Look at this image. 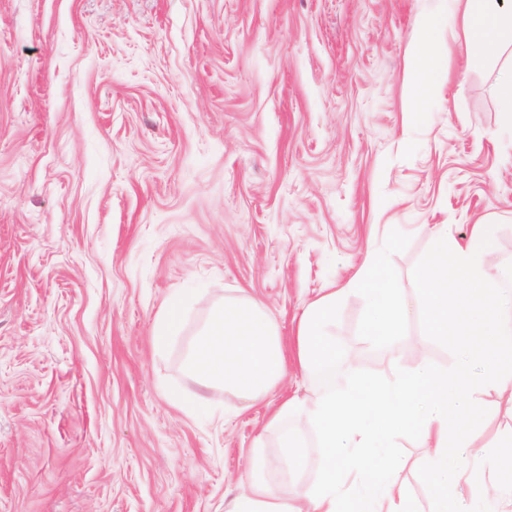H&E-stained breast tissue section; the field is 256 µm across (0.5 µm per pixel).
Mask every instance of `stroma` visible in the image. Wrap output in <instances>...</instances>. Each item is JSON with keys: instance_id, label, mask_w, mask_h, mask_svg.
I'll use <instances>...</instances> for the list:
<instances>
[{"instance_id": "35a3bbf8", "label": "stroma", "mask_w": 512, "mask_h": 512, "mask_svg": "<svg viewBox=\"0 0 512 512\" xmlns=\"http://www.w3.org/2000/svg\"><path fill=\"white\" fill-rule=\"evenodd\" d=\"M445 0H0V512H224L263 450L272 483L315 485V424L279 471L269 415L307 393L305 304L349 377L454 366L430 335L423 227H499L512 280V46L415 102L406 73ZM416 310L391 358L348 289L367 253ZM183 326L161 348L173 297ZM275 318L287 373L225 419L232 395L185 366L225 300ZM206 405L189 414L174 398Z\"/></svg>"}]
</instances>
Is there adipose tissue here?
Wrapping results in <instances>:
<instances>
[{
	"label": "adipose tissue",
	"instance_id": "adipose-tissue-1",
	"mask_svg": "<svg viewBox=\"0 0 512 512\" xmlns=\"http://www.w3.org/2000/svg\"><path fill=\"white\" fill-rule=\"evenodd\" d=\"M450 16L470 58L498 53L505 33H512V7L504 0H450L449 16L429 18L428 31ZM407 69L419 100L448 75L430 39L410 56ZM425 232L422 313L431 334L461 350L460 361L440 370L422 359L411 372L392 373L384 383L361 376L342 395L318 389V382H331L336 359L324 326L340 292L325 289L305 305L297 329V362L313 384L311 394L285 401L270 419L279 427L289 416L302 415L318 425L329 450L321 480L291 497L257 474L224 512H411L407 489L397 478L402 462L391 452L396 439L411 432L422 450L418 468L432 489L427 512H470L461 492L466 485L487 486L492 504L512 496V483H486L479 466L463 472L456 464L461 456L479 461L512 447V418L495 438L480 439L488 396L512 403V289L491 274L496 227L474 225L460 240L444 224L426 225ZM357 278L365 294L367 335L396 345L411 314L408 304L382 275L377 256H366ZM192 367L204 383H222L251 402L263 399L285 375L276 322L253 299L225 302L212 314Z\"/></svg>",
	"mask_w": 512,
	"mask_h": 512
}]
</instances>
